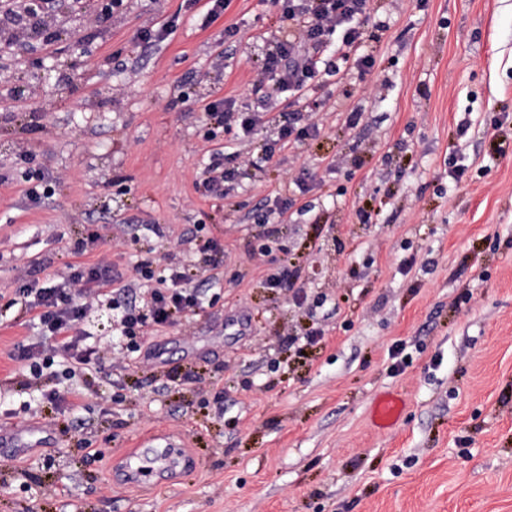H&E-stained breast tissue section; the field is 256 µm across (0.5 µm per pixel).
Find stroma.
I'll return each mask as SVG.
<instances>
[{"instance_id":"stroma-1","label":"stroma","mask_w":512,"mask_h":512,"mask_svg":"<svg viewBox=\"0 0 512 512\" xmlns=\"http://www.w3.org/2000/svg\"><path fill=\"white\" fill-rule=\"evenodd\" d=\"M208 9L64 6L52 45H0V430L27 443L0 457V512H512V0H370L373 69L317 89L320 112L282 93L240 150L271 143L288 111L319 134L243 170L221 200L204 157L234 132L210 137L204 107L256 105L255 60L287 24L272 0ZM168 23L162 44L141 41ZM77 67L86 79L69 83ZM44 82L61 92L31 110ZM29 166L56 181L37 205ZM196 224L224 248L214 305L56 379L85 390L83 430L30 401L11 358L33 334L11 302L18 278L103 254L124 273ZM286 264L303 306L263 284ZM315 329L317 344L289 346ZM174 367L202 383H166ZM386 393L405 409L380 430ZM149 434L188 446L176 482L145 496L123 470Z\"/></svg>"}]
</instances>
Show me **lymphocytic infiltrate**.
Instances as JSON below:
<instances>
[{
  "label": "lymphocytic infiltrate",
  "mask_w": 512,
  "mask_h": 512,
  "mask_svg": "<svg viewBox=\"0 0 512 512\" xmlns=\"http://www.w3.org/2000/svg\"><path fill=\"white\" fill-rule=\"evenodd\" d=\"M13 9L0 11V38L26 34L49 43L58 33L48 16L52 0H14ZM289 32L267 52L257 73L270 83L273 94L285 89L306 95L314 80L333 76L327 59L338 56L343 67L369 70L375 65L372 55L363 49V37L371 16L368 0H276ZM210 125L217 128L236 126L241 137H249L258 121V111H242L233 98H222L205 107ZM182 244L197 245L205 255L204 266L171 257L162 273H155L154 258L144 257L133 267L131 278L112 274L109 264H70L64 272L46 280L43 286L20 281L16 300L31 314L36 334L32 342L18 346L13 357L29 372L27 387L39 393L44 402H65L73 413V429L85 423L77 416L82 407L78 393L61 398L58 390L42 383L45 369L61 363L67 372L89 373L98 369L104 346L83 329L82 322L94 304L112 299L116 310V330L124 338L126 351L139 348L140 337L149 332L181 323L188 313L204 305L207 288L224 284V274L214 253L219 246L212 240H199L197 233L183 234ZM205 276L207 287L199 289L194 281Z\"/></svg>",
  "instance_id": "1"
}]
</instances>
